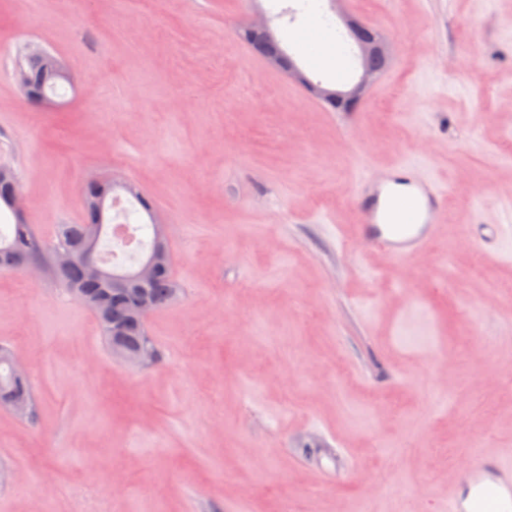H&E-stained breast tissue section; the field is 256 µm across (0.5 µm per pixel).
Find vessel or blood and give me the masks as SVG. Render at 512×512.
<instances>
[{"mask_svg":"<svg viewBox=\"0 0 512 512\" xmlns=\"http://www.w3.org/2000/svg\"><path fill=\"white\" fill-rule=\"evenodd\" d=\"M362 218L356 238L406 267L437 235L448 196L445 182L399 159L377 177L361 180ZM445 512H512V452L485 454L462 468Z\"/></svg>","mask_w":512,"mask_h":512,"instance_id":"vessel-or-blood-1","label":"vessel or blood"}]
</instances>
